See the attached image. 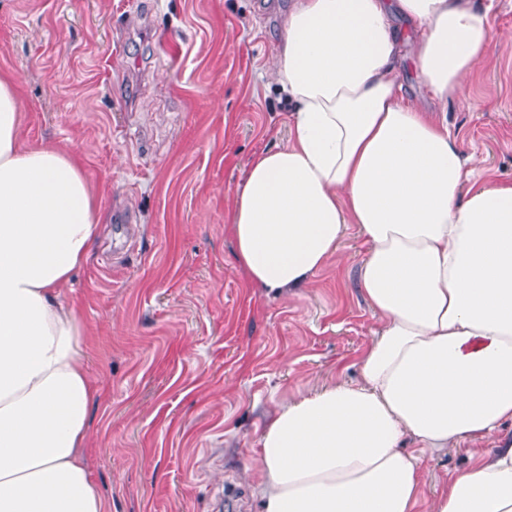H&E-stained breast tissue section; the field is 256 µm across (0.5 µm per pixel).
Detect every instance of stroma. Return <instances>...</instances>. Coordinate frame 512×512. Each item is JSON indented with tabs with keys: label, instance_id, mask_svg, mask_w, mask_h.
Returning a JSON list of instances; mask_svg holds the SVG:
<instances>
[{
	"label": "stroma",
	"instance_id": "35a3bbf8",
	"mask_svg": "<svg viewBox=\"0 0 512 512\" xmlns=\"http://www.w3.org/2000/svg\"><path fill=\"white\" fill-rule=\"evenodd\" d=\"M288 0H0V73L32 147L79 155L105 216L64 293L101 394L92 474L112 512H259L252 472L279 399L345 374L378 320L356 226L298 295L250 288L228 230L260 152L288 140L262 78ZM465 154L512 178V0H493Z\"/></svg>",
	"mask_w": 512,
	"mask_h": 512
}]
</instances>
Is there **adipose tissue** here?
Returning <instances> with one entry per match:
<instances>
[{
  "instance_id": "adipose-tissue-1",
  "label": "adipose tissue",
  "mask_w": 512,
  "mask_h": 512,
  "mask_svg": "<svg viewBox=\"0 0 512 512\" xmlns=\"http://www.w3.org/2000/svg\"><path fill=\"white\" fill-rule=\"evenodd\" d=\"M491 40L480 0H292L282 18L289 137L235 193L236 264L285 297L356 225L379 326L357 379L284 398L261 430V512H512V441L483 450L512 422V180L474 178L446 119L479 107L463 89ZM22 134L0 74V512H108L84 456L86 330L61 300L104 214L77 155ZM448 451L465 466L425 498L422 462Z\"/></svg>"
}]
</instances>
